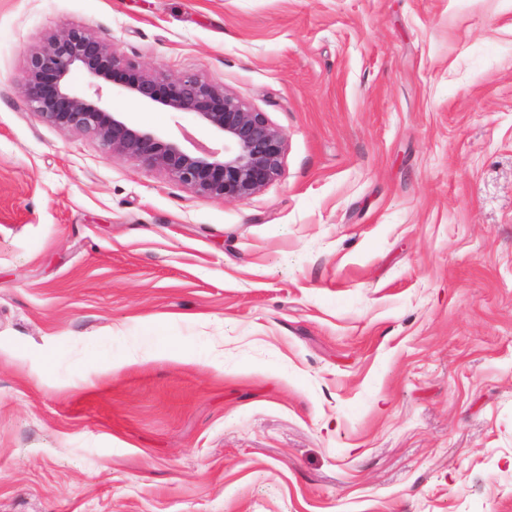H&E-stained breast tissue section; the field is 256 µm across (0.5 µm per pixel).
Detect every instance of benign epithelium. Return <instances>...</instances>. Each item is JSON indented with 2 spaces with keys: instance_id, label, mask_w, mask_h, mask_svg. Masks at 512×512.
<instances>
[{
  "instance_id": "benign-epithelium-1",
  "label": "benign epithelium",
  "mask_w": 512,
  "mask_h": 512,
  "mask_svg": "<svg viewBox=\"0 0 512 512\" xmlns=\"http://www.w3.org/2000/svg\"><path fill=\"white\" fill-rule=\"evenodd\" d=\"M84 74L88 91L72 81ZM22 86L44 122L92 136L101 148L162 170L203 198L246 200L282 173L285 138L265 113L199 74L173 77L127 59L83 27L49 36L27 56ZM165 112L191 113L224 140L222 150L190 154L156 132L130 127L108 107L104 90Z\"/></svg>"
}]
</instances>
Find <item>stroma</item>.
I'll use <instances>...</instances> for the list:
<instances>
[{
  "label": "stroma",
  "instance_id": "stroma-1",
  "mask_svg": "<svg viewBox=\"0 0 512 512\" xmlns=\"http://www.w3.org/2000/svg\"><path fill=\"white\" fill-rule=\"evenodd\" d=\"M73 25L265 113L279 179L43 122ZM0 512H512V0H0Z\"/></svg>",
  "mask_w": 512,
  "mask_h": 512
}]
</instances>
